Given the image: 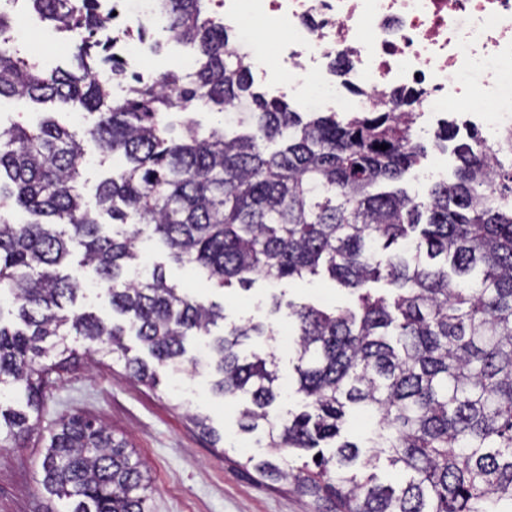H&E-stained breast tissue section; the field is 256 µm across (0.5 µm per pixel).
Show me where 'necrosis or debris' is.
Masks as SVG:
<instances>
[{
  "mask_svg": "<svg viewBox=\"0 0 512 512\" xmlns=\"http://www.w3.org/2000/svg\"><path fill=\"white\" fill-rule=\"evenodd\" d=\"M96 3L113 50L139 68L140 31L166 27L153 0ZM213 20L250 73L297 107L372 112L411 97L439 180L448 162L436 135L450 123L512 163V0H217ZM258 29L282 33L277 67L253 54ZM461 100L468 108L449 111Z\"/></svg>",
  "mask_w": 512,
  "mask_h": 512,
  "instance_id": "4bbe7bcc",
  "label": "necrosis or debris"
}]
</instances>
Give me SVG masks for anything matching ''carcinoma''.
Returning <instances> with one entry per match:
<instances>
[{
    "mask_svg": "<svg viewBox=\"0 0 512 512\" xmlns=\"http://www.w3.org/2000/svg\"><path fill=\"white\" fill-rule=\"evenodd\" d=\"M76 44L81 74L43 71L17 55L11 21L0 14V100L27 97L97 112L88 135L103 158L123 166L97 187L103 224L83 208L84 150L49 117L35 127L0 124V386L23 391L25 405L0 398V443L19 446L38 428L39 393L74 357L67 337L88 353L117 354L131 377L151 385L156 368L213 375L212 392L239 410L244 433L264 427L265 447L283 458L317 450L315 469H283L248 458L270 480L335 501V512H512V171L461 143L456 180L418 199L389 190L426 156L413 137L408 100L378 112L294 111L253 91L247 67L207 15L206 0H155L173 36L195 45L190 74H162L110 98L111 75L90 63L84 29L102 23L95 0L77 15L61 0H30ZM236 113L247 131L202 133L188 121L169 135V111L205 103ZM387 149H379V145ZM21 208L38 220L17 223ZM158 239L169 261L202 272L212 288L249 289L325 272L357 297L324 310L283 302L295 339V392L304 411L271 412L282 396L271 325L226 324L224 304L183 293L164 265L145 266L138 242ZM404 246L395 252L390 247ZM109 298L112 317L79 311L84 283L61 272L70 257ZM384 281L390 296H375ZM132 330L150 360L129 355ZM208 336V356L186 341ZM267 348L244 355L252 337ZM362 413L373 426L360 442L342 436ZM195 426L218 446L206 417ZM41 485L65 512H147L149 478L126 440L80 414L64 416L44 445ZM401 473L378 482L377 463Z\"/></svg>",
    "mask_w": 512,
    "mask_h": 512,
    "instance_id": "cac0c4a2",
    "label": "carcinoma"
}]
</instances>
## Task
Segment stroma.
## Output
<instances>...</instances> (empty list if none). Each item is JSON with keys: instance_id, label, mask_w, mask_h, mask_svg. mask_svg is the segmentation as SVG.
<instances>
[{"instance_id": "1", "label": "stroma", "mask_w": 512, "mask_h": 512, "mask_svg": "<svg viewBox=\"0 0 512 512\" xmlns=\"http://www.w3.org/2000/svg\"><path fill=\"white\" fill-rule=\"evenodd\" d=\"M21 58L51 70H73L72 48L65 35L52 42L38 33H28L19 52ZM54 115L83 142L88 163L83 170L82 194L90 212H97L96 187L108 174L101 164L97 144L86 130L96 120L88 112H71L61 104L37 105L24 99L0 106V122L37 124ZM151 262L164 263L168 279L185 292L223 303L227 323L248 321L282 326V315L272 313V292L285 299L317 307H348L354 302L348 290L328 276L310 281L290 280L271 289L261 279L249 290L208 288L204 276L190 267L169 263L165 251L154 241L140 245ZM68 344L77 358L67 372L49 387L40 403L39 427L20 448H0V512H61L62 506L37 483L43 459V438L62 416L82 414L107 423L115 438L126 439L151 482L149 512H334L331 500L303 495L289 481L272 482L255 470L244 469L247 458H270L255 436L238 431V409L215 397L204 373L178 374L162 368L156 386L131 378L123 359L100 362L85 353L86 341L72 336ZM209 416L230 447L219 456L189 417Z\"/></svg>"}]
</instances>
